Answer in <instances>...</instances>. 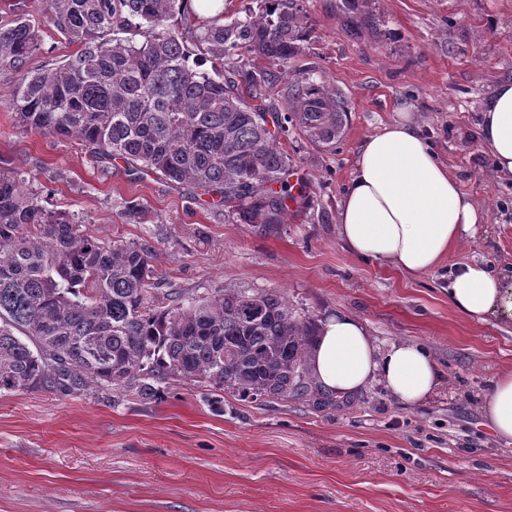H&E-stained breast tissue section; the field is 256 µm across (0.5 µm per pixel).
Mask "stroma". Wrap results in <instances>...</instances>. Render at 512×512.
I'll use <instances>...</instances> for the list:
<instances>
[{
	"label": "stroma",
	"instance_id": "stroma-1",
	"mask_svg": "<svg viewBox=\"0 0 512 512\" xmlns=\"http://www.w3.org/2000/svg\"><path fill=\"white\" fill-rule=\"evenodd\" d=\"M341 0H303L310 69L348 105L336 145L282 143L304 193L285 223L242 224L210 196L90 155L82 141L25 132L14 77L0 70V172L81 221L101 242L150 247L162 290L286 294L315 319L341 310L380 346L415 342L442 374L424 403L401 406L375 381L323 394L211 405L181 381L157 401L48 391L0 395V512H512V445L488 428L483 400L512 370V326L476 323L448 305L464 263L512 271V181L481 145V101L512 80V0H372L362 36ZM411 112L424 138L486 214L440 267L408 277L352 255L336 204L365 137ZM145 216L130 220V204Z\"/></svg>",
	"mask_w": 512,
	"mask_h": 512
}]
</instances>
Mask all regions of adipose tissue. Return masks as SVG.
I'll list each match as a JSON object with an SVG mask.
<instances>
[{
    "instance_id": "1",
    "label": "adipose tissue",
    "mask_w": 512,
    "mask_h": 512,
    "mask_svg": "<svg viewBox=\"0 0 512 512\" xmlns=\"http://www.w3.org/2000/svg\"><path fill=\"white\" fill-rule=\"evenodd\" d=\"M478 132L498 175L512 178V81L499 83L483 101ZM484 221V213L405 114L366 138L337 204L338 233L354 255L410 276L435 269ZM448 303L470 321L512 324V275L463 264ZM309 366L318 388L335 397L353 395L378 379L398 403L413 406L440 384L427 349L411 342L380 347L365 322L345 311L320 321ZM485 411L492 432L512 441V372L498 376Z\"/></svg>"
}]
</instances>
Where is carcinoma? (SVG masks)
<instances>
[{"instance_id":"carcinoma-1","label":"carcinoma","mask_w":512,"mask_h":512,"mask_svg":"<svg viewBox=\"0 0 512 512\" xmlns=\"http://www.w3.org/2000/svg\"><path fill=\"white\" fill-rule=\"evenodd\" d=\"M184 2L46 0L43 21L19 13L0 25L16 121L189 183L243 224H282L298 196L279 137L295 130L330 147L347 104L312 71L288 74L306 38L298 0H260L258 13L227 24L222 12L186 15ZM43 23L79 50L30 70ZM284 78L285 111L252 104ZM153 280L149 249L99 242L40 205L18 174L0 173V393L154 401L187 380L255 400L308 390L318 325L286 297L231 288L158 296Z\"/></svg>"}]
</instances>
